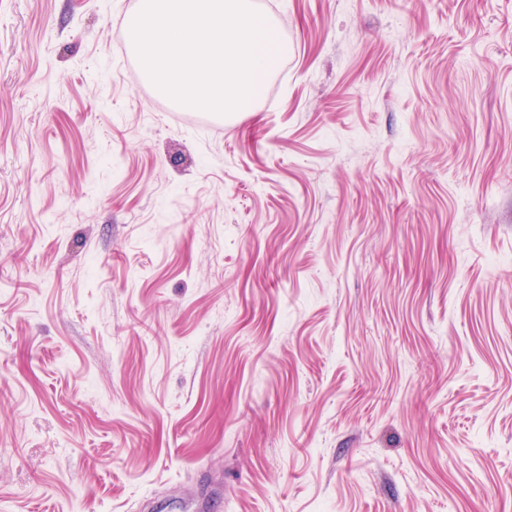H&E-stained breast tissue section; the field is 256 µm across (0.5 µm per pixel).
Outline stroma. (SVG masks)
Wrapping results in <instances>:
<instances>
[{
  "mask_svg": "<svg viewBox=\"0 0 512 512\" xmlns=\"http://www.w3.org/2000/svg\"><path fill=\"white\" fill-rule=\"evenodd\" d=\"M255 2L205 120L0 0V512H512V0Z\"/></svg>",
  "mask_w": 512,
  "mask_h": 512,
  "instance_id": "obj_1",
  "label": "stroma"
}]
</instances>
